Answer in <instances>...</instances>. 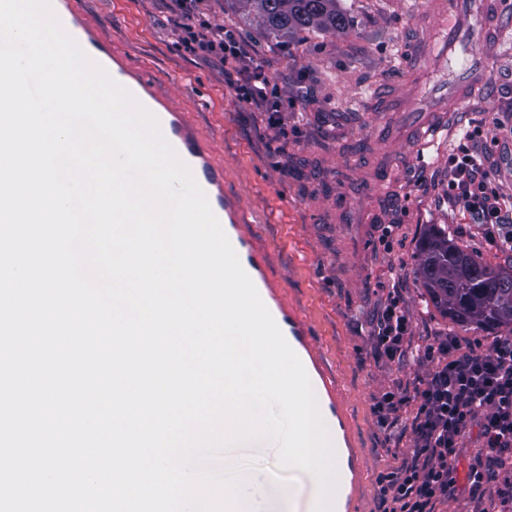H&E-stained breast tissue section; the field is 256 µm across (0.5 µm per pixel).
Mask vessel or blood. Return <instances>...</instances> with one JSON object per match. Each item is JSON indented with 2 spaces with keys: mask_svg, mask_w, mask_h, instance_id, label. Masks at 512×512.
I'll return each instance as SVG.
<instances>
[{
  "mask_svg": "<svg viewBox=\"0 0 512 512\" xmlns=\"http://www.w3.org/2000/svg\"><path fill=\"white\" fill-rule=\"evenodd\" d=\"M53 10L64 30L78 46L94 54L99 65L120 86L158 121L161 134L177 156L190 169L194 180L205 193L209 205L219 219L242 268L253 281L262 301L270 311L286 341L301 360L318 401L319 412L327 426L335 451L338 485L332 512H356L362 465L353 444L351 426L344 399L336 383L327 375L320 359V348L307 319L289 301L281 282L270 277L265 252L243 219L238 199L224 192V164L207 148L192 113L182 111L176 102L155 91V79L147 72L128 71L112 51L99 41L93 26L84 16L80 0H51ZM454 17L448 24L445 52H457L468 65L453 82L451 99L431 107L428 116L413 133L423 144L437 141L441 131L435 117L452 111L467 98L475 85L480 68L479 58L473 57L461 39L471 20H478L486 33L498 35L504 30L497 0H451ZM258 512H314V505L297 509L293 493L280 486H265L257 502Z\"/></svg>",
  "mask_w": 512,
  "mask_h": 512,
  "instance_id": "obj_1",
  "label": "vessel or blood"
}]
</instances>
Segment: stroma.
Wrapping results in <instances>:
<instances>
[{
    "label": "stroma",
    "instance_id": "stroma-1",
    "mask_svg": "<svg viewBox=\"0 0 512 512\" xmlns=\"http://www.w3.org/2000/svg\"><path fill=\"white\" fill-rule=\"evenodd\" d=\"M99 36L127 66L149 68L161 87L189 102L194 118L224 161L227 192L239 198L246 221L268 254L269 272L314 328L322 362L345 400L353 439L365 460L360 512H380L378 478L398 467L415 445L416 404L400 412L395 427H381L372 412L382 392L413 387L428 364L408 359L388 365L371 348V325L392 287L409 313L413 345L424 347L453 334L493 340L478 329L454 326L433 306L414 275L418 242L432 224L450 225L490 263L512 265L486 240L482 225L448 204V154L461 122L488 128L487 168L503 194L512 196V27L499 39L474 38L486 61L488 89L451 114L434 146L411 141L401 112H376L377 87L394 83L403 100L424 88L430 57L406 64L413 30L432 20L433 0H341L354 25L350 34H320L277 43L239 0H211L214 23L236 29L256 45L266 73L295 99L288 133L280 135L262 113L239 101L215 60L186 51L170 31L164 0H82ZM416 163L402 169L406 155ZM395 173L393 187L379 181ZM393 227V248L378 243ZM482 446L472 427L454 463L452 496L436 512H474L469 474ZM266 482H285L299 502L316 493L314 479L279 466V452L260 448L245 457Z\"/></svg>",
    "mask_w": 512,
    "mask_h": 512
}]
</instances>
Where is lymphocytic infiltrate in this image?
<instances>
[{"label": "lymphocytic infiltrate", "instance_id": "lymphocytic-infiltrate-1", "mask_svg": "<svg viewBox=\"0 0 512 512\" xmlns=\"http://www.w3.org/2000/svg\"><path fill=\"white\" fill-rule=\"evenodd\" d=\"M173 30L190 52L215 57L224 65V80L239 100L267 113L273 127L286 129L284 114L296 102L256 65L235 30L212 24L203 0H171ZM477 130L464 129L448 155V202L483 225L488 236L512 252V233L501 234L512 201L494 187L481 155L471 147ZM411 336L409 316L398 291H391L376 314L372 334L375 354L389 363L403 360ZM423 358L433 369L419 380L409 398L417 404L412 427L416 449L410 459L378 479L382 512H434L451 496L452 463L472 427H480L483 445L471 474L481 512H507L512 481L501 475L512 467V337L490 342L445 336L428 346ZM408 398L388 391L375 398L372 410L389 423Z\"/></svg>", "mask_w": 512, "mask_h": 512}]
</instances>
